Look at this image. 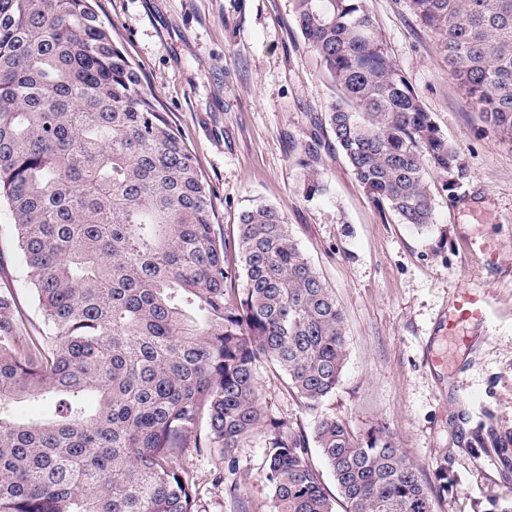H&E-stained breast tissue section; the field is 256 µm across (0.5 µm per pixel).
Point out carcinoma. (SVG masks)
Instances as JSON below:
<instances>
[{
	"mask_svg": "<svg viewBox=\"0 0 512 512\" xmlns=\"http://www.w3.org/2000/svg\"><path fill=\"white\" fill-rule=\"evenodd\" d=\"M366 0H292L336 86V147L374 205L433 221L430 174L452 193L460 153L389 58ZM457 82L512 146V0H411ZM8 205L43 329L22 335L0 292V512H198L186 436L229 457L265 434L273 512H434L382 426L319 417L312 435L264 420L258 367L314 412L347 357L336 295L270 205L229 245L211 190L95 0H0V203ZM233 249L230 264L226 251ZM243 287H238V281ZM59 397L56 415L12 407Z\"/></svg>",
	"mask_w": 512,
	"mask_h": 512,
	"instance_id": "1",
	"label": "carcinoma"
}]
</instances>
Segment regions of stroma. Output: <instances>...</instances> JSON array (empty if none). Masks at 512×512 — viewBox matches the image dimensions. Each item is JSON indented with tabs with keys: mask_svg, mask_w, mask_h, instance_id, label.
Masks as SVG:
<instances>
[{
	"mask_svg": "<svg viewBox=\"0 0 512 512\" xmlns=\"http://www.w3.org/2000/svg\"><path fill=\"white\" fill-rule=\"evenodd\" d=\"M366 5L467 171L451 194L434 175L433 222L422 229L379 212L337 151L324 123L336 88L291 0H98V12L193 154L225 239L243 210L273 205L341 305L347 360L334 393L311 412L266 364L256 378L265 416L308 433L322 414L357 432L385 425L430 484L434 512H489L512 497V147L449 77L439 38L410 0ZM314 174L326 193L310 195ZM12 222L1 205L0 290L13 292L32 333L43 319ZM464 289L488 316L457 346L442 323ZM265 461L260 435L231 464L217 448L180 457L199 512H271Z\"/></svg>",
	"mask_w": 512,
	"mask_h": 512,
	"instance_id": "35a3bbf8",
	"label": "stroma"
}]
</instances>
